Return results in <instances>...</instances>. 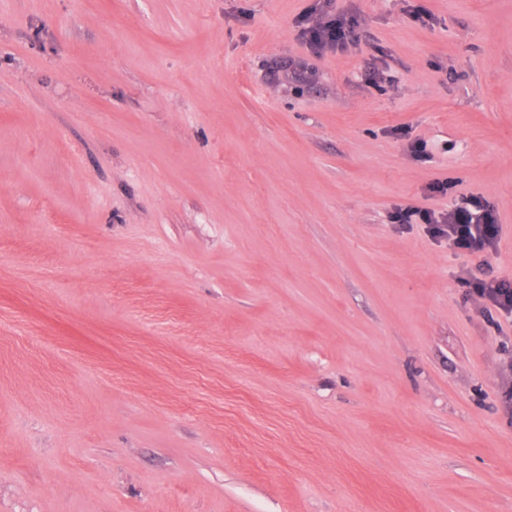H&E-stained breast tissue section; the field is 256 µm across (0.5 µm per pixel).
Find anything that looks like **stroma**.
<instances>
[{"instance_id": "1", "label": "stroma", "mask_w": 512, "mask_h": 512, "mask_svg": "<svg viewBox=\"0 0 512 512\" xmlns=\"http://www.w3.org/2000/svg\"><path fill=\"white\" fill-rule=\"evenodd\" d=\"M317 2L0 0V512H512V0ZM309 16H304L300 24V37L315 52L329 49H344L354 33L355 21L344 15L336 14L325 21L309 23ZM390 219L393 224H427L433 237L446 238L448 247L469 254L493 250L500 229L494 208L477 196L465 194L448 210L396 207ZM473 288L474 293L480 298L490 303L492 306L506 312L512 313V289L505 287L502 283L495 280H476L468 281Z\"/></svg>"}]
</instances>
